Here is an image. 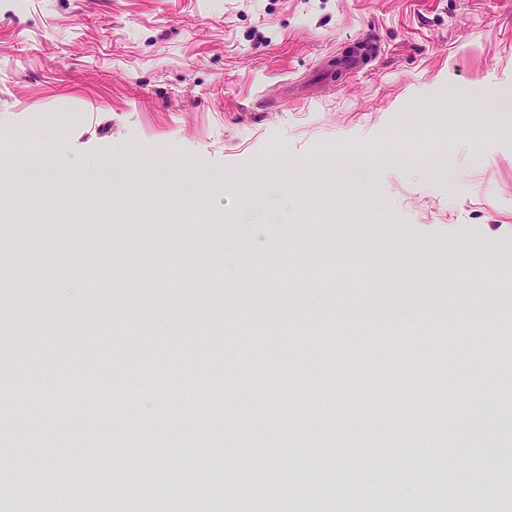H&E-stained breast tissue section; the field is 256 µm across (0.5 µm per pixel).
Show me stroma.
Masks as SVG:
<instances>
[{"mask_svg": "<svg viewBox=\"0 0 512 512\" xmlns=\"http://www.w3.org/2000/svg\"><path fill=\"white\" fill-rule=\"evenodd\" d=\"M365 36L379 55L326 84ZM504 101L512 0H0V256L30 259L27 279L0 275V329L36 381L0 466L30 488L85 455L103 473L153 459L181 489L226 474L224 512H243L251 480L225 445L286 444L272 472L323 487L375 468L391 432L393 485L449 447L499 483L512 439L469 426L500 420L512 388ZM36 153L55 159L38 178ZM355 154L374 162L346 172ZM229 255L254 277L128 278ZM445 349L448 417L434 370L403 369ZM160 372L155 394L123 384ZM129 398L138 416L115 426Z\"/></svg>", "mask_w": 512, "mask_h": 512, "instance_id": "35a3bbf8", "label": "stroma"}]
</instances>
